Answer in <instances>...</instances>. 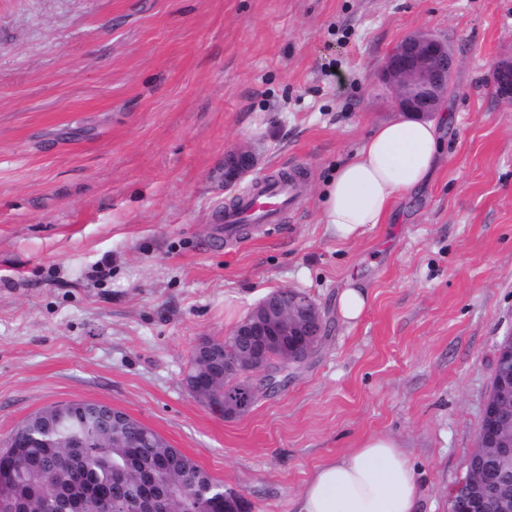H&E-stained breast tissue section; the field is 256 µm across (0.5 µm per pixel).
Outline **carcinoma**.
Listing matches in <instances>:
<instances>
[{"label": "carcinoma", "mask_w": 512, "mask_h": 512, "mask_svg": "<svg viewBox=\"0 0 512 512\" xmlns=\"http://www.w3.org/2000/svg\"><path fill=\"white\" fill-rule=\"evenodd\" d=\"M206 370L205 360L191 355L184 385L193 386ZM77 418L63 414L48 426L29 420L0 445V469L13 470L31 491L21 512H45L47 499L72 497L81 500L79 512H104L107 505L122 512L141 478L158 465L165 468L159 512H209L228 493L224 483L133 417L112 431L85 427ZM457 494L462 499L483 495L490 512H509L512 461L494 448L474 449Z\"/></svg>", "instance_id": "carcinoma-1"}]
</instances>
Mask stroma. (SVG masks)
Segmentation results:
<instances>
[{"mask_svg":"<svg viewBox=\"0 0 512 512\" xmlns=\"http://www.w3.org/2000/svg\"><path fill=\"white\" fill-rule=\"evenodd\" d=\"M426 27L460 66L442 161L384 224L341 242L318 190L397 111L384 59ZM512 0H0V441L32 413L112 404L250 512H295L328 457L394 437L421 512H448L512 331V104L493 92ZM258 166L224 186V154ZM297 175L279 224L237 242L224 205ZM368 288L337 318L347 280ZM275 288L331 331L287 386L227 420L183 384ZM366 288H359L355 281H350L338 297V311L345 322L358 320L369 302V293Z\"/></svg>","mask_w":512,"mask_h":512,"instance_id":"obj_1","label":"stroma"}]
</instances>
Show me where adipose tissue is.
<instances>
[{
	"label": "adipose tissue",
	"mask_w": 512,
	"mask_h": 512,
	"mask_svg": "<svg viewBox=\"0 0 512 512\" xmlns=\"http://www.w3.org/2000/svg\"><path fill=\"white\" fill-rule=\"evenodd\" d=\"M441 150L438 122L399 117L375 126L327 180L320 223L341 241L386 223L397 196L428 181ZM296 512H419L414 468L397 440L366 436L314 469Z\"/></svg>",
	"instance_id": "ef3b65f1"
}]
</instances>
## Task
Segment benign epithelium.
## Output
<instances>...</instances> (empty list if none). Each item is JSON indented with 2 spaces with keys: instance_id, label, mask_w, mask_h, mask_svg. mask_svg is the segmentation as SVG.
I'll return each instance as SVG.
<instances>
[{
  "instance_id": "benign-epithelium-1",
  "label": "benign epithelium",
  "mask_w": 512,
  "mask_h": 512,
  "mask_svg": "<svg viewBox=\"0 0 512 512\" xmlns=\"http://www.w3.org/2000/svg\"><path fill=\"white\" fill-rule=\"evenodd\" d=\"M459 60L447 40L428 28L416 29L399 40L388 54L380 83L391 92L397 111L432 118L448 94V86ZM496 96L512 102V50L503 52L493 68ZM256 155L248 149L230 151L224 156V186H232L252 174ZM254 307L260 313L241 319L232 329L236 336L232 351L217 349L207 339L199 345L209 355L210 372L197 380L202 390L211 385V374L224 370V378L234 377L248 384L256 397L273 389L276 377L301 370L316 354L326 335L323 308L307 293L275 289L260 298ZM512 401V336L498 345L489 392L483 409L477 440L512 456V444L501 438V427L508 418L501 404ZM448 512H484V501L472 496L462 504L454 492L448 494Z\"/></svg>"
}]
</instances>
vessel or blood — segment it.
Here are the masks:
<instances>
[{"instance_id":"obj_1","label":"vessel or blood","mask_w":512,"mask_h":512,"mask_svg":"<svg viewBox=\"0 0 512 512\" xmlns=\"http://www.w3.org/2000/svg\"><path fill=\"white\" fill-rule=\"evenodd\" d=\"M292 197L293 187L286 182L268 184L259 194H246L241 209L224 217L225 237H237L243 223L246 222L279 223L283 213L290 207Z\"/></svg>"}]
</instances>
